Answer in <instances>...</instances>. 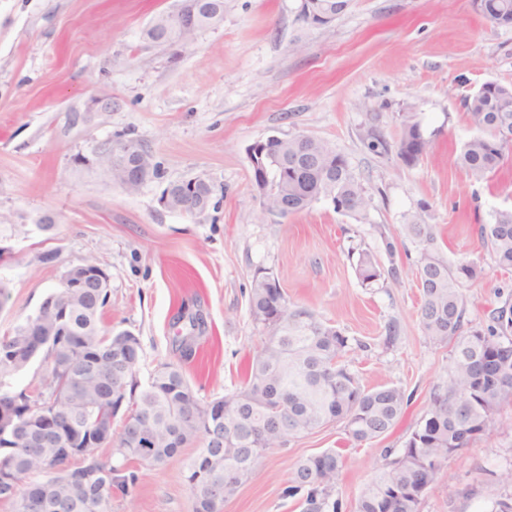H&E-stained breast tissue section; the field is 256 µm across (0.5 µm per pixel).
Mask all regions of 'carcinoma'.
Masks as SVG:
<instances>
[{
    "instance_id": "1",
    "label": "carcinoma",
    "mask_w": 512,
    "mask_h": 512,
    "mask_svg": "<svg viewBox=\"0 0 512 512\" xmlns=\"http://www.w3.org/2000/svg\"><path fill=\"white\" fill-rule=\"evenodd\" d=\"M183 14L161 12L145 38L158 45L193 44L197 33L224 17V0H180ZM476 12L488 22L512 26V0H480ZM196 18L189 28L185 21ZM478 135L464 145L459 161L469 178L485 179L512 152V84L487 81L465 100ZM429 140L418 122L403 116L397 155L412 164L427 153ZM122 149L103 154L98 166L127 193L159 176L148 153L137 181L126 178ZM268 189L262 208L282 217L308 208L319 196L332 197L336 210L361 216L369 205L362 185L345 158L329 143L308 136L269 144L262 158ZM215 186L200 180L188 214L209 207ZM404 237L415 245L417 279L422 286L418 311L423 332L436 343L456 339L447 386L432 396L427 417L411 433L404 448L378 468L358 499L356 512H419L415 497L421 485L433 484L436 465L467 447L494 426L502 406L512 402V383L498 378L503 362L512 364V306L492 313L485 330L462 334L466 307L460 285L480 277L473 262L448 263L440 254L435 227L412 221L402 225ZM483 245L497 265L512 269V209L495 212L481 227ZM356 274L365 285L383 275L378 260L359 253ZM108 294L91 284L73 298L59 287L39 310L16 324L0 344V409L17 423L14 438L0 446V501L13 512H106L112 498L132 494L138 482L132 466L158 467L183 458L192 512H220L240 485L264 467L271 448L288 438L333 422L344 424L355 443L385 435L396 424L411 396L394 386L364 388L344 356L352 350L349 337L314 312L293 307L274 276L254 275L249 293L253 319L269 332L254 358L244 388L203 403L180 370L166 364L147 386L136 374L141 344L128 330L114 332L103 324ZM52 308L70 321L73 335L57 336L41 323L42 310ZM40 361L46 397L31 403L12 392L11 379L20 372L18 360ZM58 411L70 426L52 431L39 426L42 414ZM124 414L117 439L108 442L110 457L102 461L86 448L84 464L71 467L76 434L91 431L95 417ZM202 447L186 458V448ZM343 454L326 449L297 461L283 496H301L302 512H341L342 503L329 501Z\"/></svg>"
}]
</instances>
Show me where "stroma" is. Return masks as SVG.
<instances>
[{
	"label": "stroma",
	"mask_w": 512,
	"mask_h": 512,
	"mask_svg": "<svg viewBox=\"0 0 512 512\" xmlns=\"http://www.w3.org/2000/svg\"><path fill=\"white\" fill-rule=\"evenodd\" d=\"M177 4L0 0V283L9 293L0 334L33 315L67 270L94 262L111 275L105 325L140 340V383L172 363L208 402L244 386L267 340L248 297L255 272H269L291 302L350 337L363 386L398 387L411 401L373 441L354 444L333 423L268 450L221 512H301L281 491L298 460L328 448L344 455L331 496L355 512L386 450L404 447L448 383L453 344L420 326L416 248L402 224L420 215L449 263L481 267L461 286L464 331L512 305V270L480 239L495 211L512 208V158L483 181L458 163L477 133L465 98L489 80L512 83V27L483 19L472 0H350L322 28L303 20L300 0H224L223 21L192 47L143 39ZM408 112L430 142L412 164L395 151ZM372 132L389 153L369 149ZM271 135L335 146L370 199L364 216L325 198L286 217L264 212L249 149ZM128 138L149 146L161 172L132 194L87 162L99 144ZM196 177L216 187L207 212L162 205L167 183ZM361 250L384 270L376 284L356 275ZM183 311L203 315V333L192 334ZM179 334L193 335L191 356ZM138 475L132 496L113 498L108 512H192L181 459ZM502 501L512 503V403L448 458L419 512H496Z\"/></svg>",
	"instance_id": "35a3bbf8"
}]
</instances>
